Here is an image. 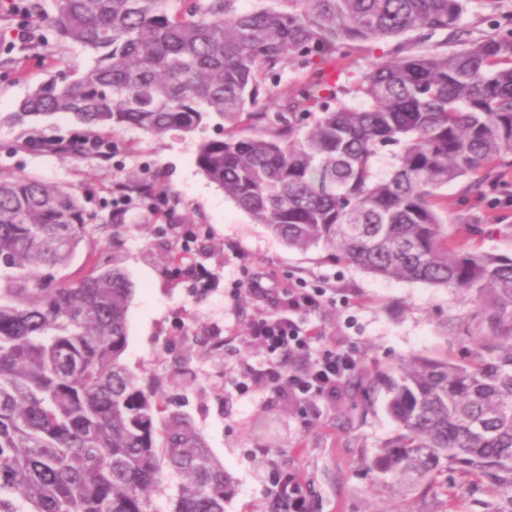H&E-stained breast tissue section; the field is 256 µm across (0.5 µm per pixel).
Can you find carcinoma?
<instances>
[{"instance_id":"obj_1","label":"carcinoma","mask_w":512,"mask_h":512,"mask_svg":"<svg viewBox=\"0 0 512 512\" xmlns=\"http://www.w3.org/2000/svg\"><path fill=\"white\" fill-rule=\"evenodd\" d=\"M57 36L94 65L49 78L12 119L70 115L88 132L67 153H112L103 133L202 135L196 164L252 219L297 250L321 246L377 277L463 297L459 356L410 357L383 386L396 425L368 464L456 512V482L484 487L512 512V257L471 250L448 233L439 190L512 153V31L426 44L455 33L467 0H53ZM405 38L351 81V105L309 81L344 49ZM290 67L306 78L273 91ZM229 128H224V124ZM212 125L224 135L205 137ZM396 146L391 168L376 163ZM112 218L57 183L0 174V512H224L231 482L190 416L124 361L133 286L82 245ZM224 355L221 336H192ZM171 375L187 390V359Z\"/></svg>"}]
</instances>
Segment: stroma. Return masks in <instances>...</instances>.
Listing matches in <instances>:
<instances>
[{
	"instance_id": "35a3bbf8",
	"label": "stroma",
	"mask_w": 512,
	"mask_h": 512,
	"mask_svg": "<svg viewBox=\"0 0 512 512\" xmlns=\"http://www.w3.org/2000/svg\"><path fill=\"white\" fill-rule=\"evenodd\" d=\"M53 12L46 6L44 38L34 44L13 40L0 19V170L67 186L88 211L111 216L98 247L134 284L124 360L149 380L191 356L200 389L186 410L231 478L225 512H278L266 493L271 468L299 475L308 512H442L440 498L406 493L391 480L375 482L367 472L394 433L384 389L365 398L347 385L335 401L312 409L262 386L240 394L236 382L242 361L264 358L250 338L251 323L276 309L289 285L325 286L328 302L316 324L352 349L360 373L371 377L393 373L412 356L439 358L473 347L472 338L445 332L447 321L465 312L458 297L420 282L373 276L321 247L288 248L200 172L195 138L157 139L124 128L112 133L106 160L26 149L33 135L58 140L83 131L65 114L10 120L20 100L61 65L80 73L92 64L80 46L59 40ZM509 23L512 0H469L460 26L465 39L479 40ZM133 177L165 185L173 201L167 216L152 215L136 200L114 206L118 183ZM482 190L472 195L463 180L442 188L448 228L458 230L472 219L485 229L471 238L474 251L512 256V154L484 171ZM186 245L202 283L167 262L168 250ZM252 282L262 293L248 291ZM196 334L223 337V357L189 346L188 337ZM255 448L268 449V460L253 457Z\"/></svg>"
}]
</instances>
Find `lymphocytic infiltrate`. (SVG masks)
I'll use <instances>...</instances> for the list:
<instances>
[{
  "label": "lymphocytic infiltrate",
  "instance_id": "1",
  "mask_svg": "<svg viewBox=\"0 0 512 512\" xmlns=\"http://www.w3.org/2000/svg\"><path fill=\"white\" fill-rule=\"evenodd\" d=\"M325 305L319 288H288L280 309L254 321L251 338L266 354L256 366H246L237 383L245 391L256 382L275 385L298 402H330L339 395L347 377L356 369V355L336 343L335 337L312 326L311 318ZM301 358L302 369H291L292 358Z\"/></svg>",
  "mask_w": 512,
  "mask_h": 512
}]
</instances>
